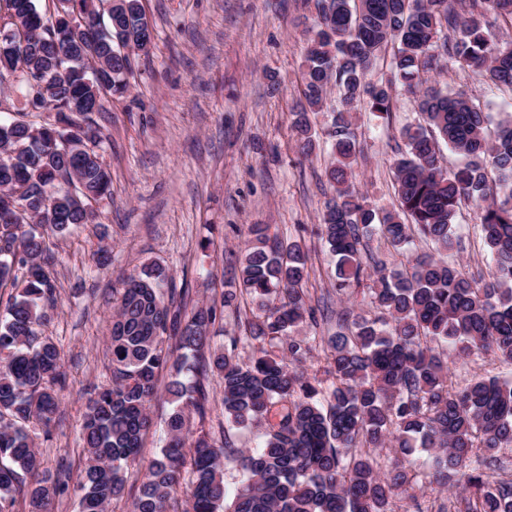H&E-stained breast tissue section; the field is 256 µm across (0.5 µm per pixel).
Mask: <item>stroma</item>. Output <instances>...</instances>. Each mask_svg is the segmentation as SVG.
Returning a JSON list of instances; mask_svg holds the SVG:
<instances>
[{"label": "stroma", "instance_id": "35a3bbf8", "mask_svg": "<svg viewBox=\"0 0 512 512\" xmlns=\"http://www.w3.org/2000/svg\"><path fill=\"white\" fill-rule=\"evenodd\" d=\"M153 28L149 56L136 59L128 94L109 100L99 118L104 140L97 151L112 175V196L99 202L94 223L51 238L49 272L58 300L38 332L60 351L56 423H31L50 473L66 471V486L52 512H78V477L85 465L81 432L89 394L109 383L107 341L125 281L144 265L167 266L187 288L188 310L221 306L230 261L252 224L299 241L311 265L308 303L334 316L302 326L312 337L302 368L326 378L323 340L342 313L373 317L366 303L339 301L335 260L322 237L320 216L334 193L325 177L332 161L326 136L341 104L330 93L315 119L320 146L309 158L296 149L291 114L297 109L304 46L316 17L309 0H143ZM444 92L461 94L493 119L512 113V88L494 85L461 68L429 74ZM389 121L357 107L353 120L360 153L355 186L376 208L398 206L393 163L400 132L422 123L419 97L394 84ZM476 208L462 203L457 243L449 262L487 277L490 257ZM455 387L473 378L512 377V364L487 354L449 365ZM161 373L150 403L153 425L126 474L129 512L142 475L157 457L171 410Z\"/></svg>", "mask_w": 512, "mask_h": 512}]
</instances>
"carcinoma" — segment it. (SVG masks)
<instances>
[{
	"mask_svg": "<svg viewBox=\"0 0 512 512\" xmlns=\"http://www.w3.org/2000/svg\"><path fill=\"white\" fill-rule=\"evenodd\" d=\"M0 0V20L23 51L0 57V90L12 71L34 108L0 120V187L23 214L0 223V288L16 295L0 313V512H13L21 496L28 512H49L65 482L42 468L27 429L55 421L61 376L57 346L38 334L45 308L57 301L45 270L46 239L96 218L93 205L111 195V175L89 145L104 134L89 108L106 85L128 91L132 57L150 54L153 42L142 0ZM301 83L303 102L291 126L303 155L316 148L310 115L331 89L342 109L327 131L334 161L326 169L336 196L322 211L321 234L336 258V293L361 287L363 298L386 319L355 321L328 340L331 384L300 369L309 340L295 335L316 323L308 305V253L298 242L271 238L268 225L252 224L236 258L237 273L224 283L223 305L244 296L258 314L242 335L211 349L212 306L186 314L175 300L168 269L157 262L125 283L112 321L108 361L111 385L88 401L82 426L86 464L79 481V512H108L125 493V472L152 426L149 403L160 372L171 380L173 404L166 439L146 468L131 512H177L173 492L187 479L182 512H393L394 500H416L433 484L462 489L455 499H434L435 512H512V479H491L498 453L512 451V380L477 378L455 390L448 385V347L455 357L493 354L512 362V114L496 129L467 98L423 89L424 123L408 126L394 162L398 208H373L354 185L358 146L351 109L362 102L388 119L392 80L366 81L367 72L392 45L394 78L409 89L422 74L467 66L495 85L512 87V48L491 32L487 12L512 26V0H315ZM97 14L104 30L67 29L62 16ZM53 112L55 122L39 120ZM465 158L453 172L438 163L439 144ZM498 192L488 188V170ZM465 201L479 212L492 263L480 284L455 264L418 254L403 270L377 269L363 260L364 238L377 232L397 252L419 239L447 250L456 213ZM174 339L181 360L165 349ZM241 343L254 346L243 359ZM209 352L223 392L224 421L255 427L257 448H235L194 427L204 421L207 390L189 359ZM390 447L383 456L380 450ZM427 455L428 469L403 460ZM232 455L242 473L233 495L223 476Z\"/></svg>",
	"mask_w": 512,
	"mask_h": 512,
	"instance_id": "obj_1",
	"label": "carcinoma"
}]
</instances>
